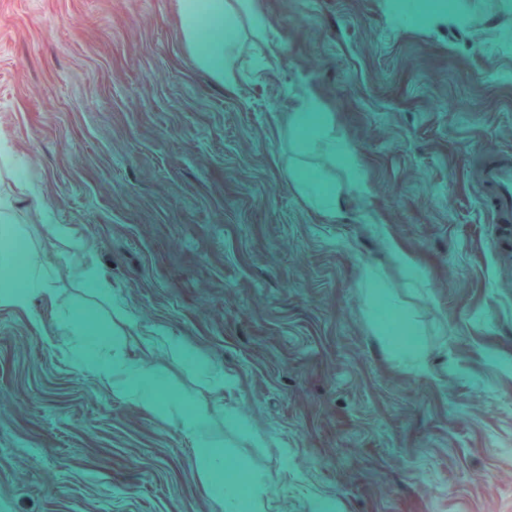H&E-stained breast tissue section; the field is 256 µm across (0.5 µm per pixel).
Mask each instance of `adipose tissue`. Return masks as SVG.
Listing matches in <instances>:
<instances>
[{
  "label": "adipose tissue",
  "instance_id": "adipose-tissue-1",
  "mask_svg": "<svg viewBox=\"0 0 512 512\" xmlns=\"http://www.w3.org/2000/svg\"><path fill=\"white\" fill-rule=\"evenodd\" d=\"M180 37L195 66L224 89H234L239 77V62L250 46L241 37L242 29L262 34L265 21L258 0H175ZM281 127L293 153L288 171L294 186L306 201L328 216L341 211L340 195L331 182L305 162L311 149H319L330 159L356 166L353 151L336 136L330 113L315 96H308L294 111L283 113ZM53 297L42 276L40 262H30L24 282L0 288V305L27 309L33 294ZM80 371L95 376L101 384L120 392L138 393L143 407L159 411L165 391L157 375L123 361L108 362L88 349L77 357Z\"/></svg>",
  "mask_w": 512,
  "mask_h": 512
}]
</instances>
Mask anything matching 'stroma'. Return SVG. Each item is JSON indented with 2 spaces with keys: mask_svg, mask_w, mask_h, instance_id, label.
<instances>
[{
  "mask_svg": "<svg viewBox=\"0 0 512 512\" xmlns=\"http://www.w3.org/2000/svg\"><path fill=\"white\" fill-rule=\"evenodd\" d=\"M259 2L227 91L174 0H0V190L40 187L13 268L36 251L55 294L0 305V512H247L255 481L262 512H512V227L473 178L512 155V0L425 24L389 0ZM309 95L358 162L324 168L333 219L276 128ZM156 328L223 378L222 499L178 426L212 379L146 348ZM87 346L159 373L167 410L77 371Z\"/></svg>",
  "mask_w": 512,
  "mask_h": 512,
  "instance_id": "1",
  "label": "stroma"
}]
</instances>
